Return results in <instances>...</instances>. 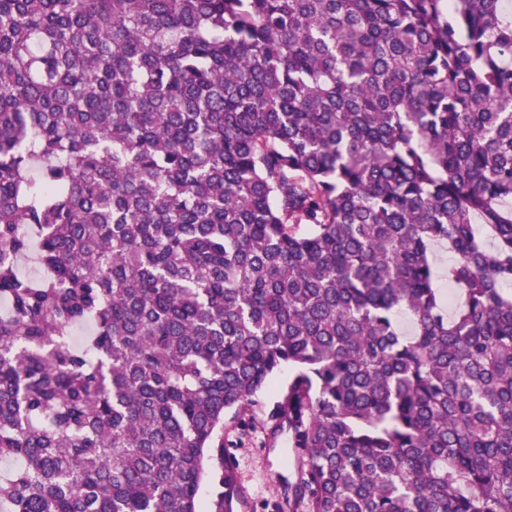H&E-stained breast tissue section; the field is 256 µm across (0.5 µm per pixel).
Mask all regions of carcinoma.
<instances>
[{"mask_svg": "<svg viewBox=\"0 0 512 512\" xmlns=\"http://www.w3.org/2000/svg\"><path fill=\"white\" fill-rule=\"evenodd\" d=\"M511 199L502 0H0V512H233L284 366L288 512H512ZM210 467L217 478H207L205 480L198 504V510H200V512H210L212 500L216 497L219 491L223 490L218 484V475L221 473V468H219L217 461H212L210 463Z\"/></svg>", "mask_w": 512, "mask_h": 512, "instance_id": "1", "label": "carcinoma"}]
</instances>
